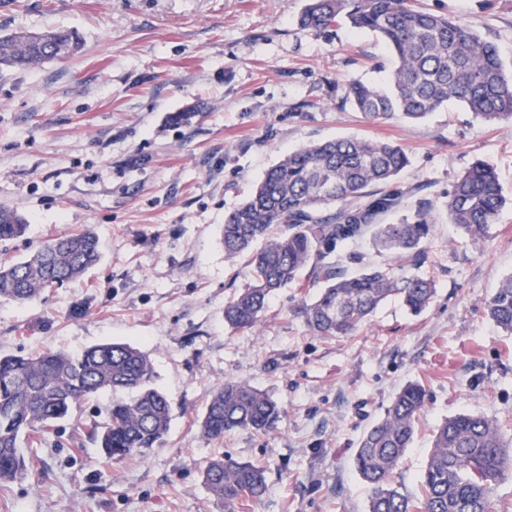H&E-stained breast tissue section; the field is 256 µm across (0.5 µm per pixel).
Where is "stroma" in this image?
<instances>
[{"mask_svg":"<svg viewBox=\"0 0 512 512\" xmlns=\"http://www.w3.org/2000/svg\"><path fill=\"white\" fill-rule=\"evenodd\" d=\"M305 3L0 0V34L67 27L83 38L72 58L0 72V205L29 224L0 242V263L88 226L102 253L78 281L25 305L0 302V353L126 342L148 354L173 409L161 447L115 461L88 438L112 395L86 399L42 440L23 441L27 472L0 487V512H229L202 479L218 455L266 470L265 496L236 512H366L355 449L409 382L426 391L396 475L410 498L422 493L444 418L480 414L512 439V335L485 311L512 274V121H483L458 101L416 123L363 118L350 88L388 85L392 54L369 32L300 30ZM418 4L474 24L512 71V0ZM193 104L190 124L173 122ZM338 137L387 139L408 154L399 210L379 221L432 202L416 271L434 280L433 301L414 316L392 299L352 336H317L299 313L321 286L307 269L303 287L272 297L259 331L229 329L224 304L248 276L224 256L225 214L285 154ZM477 160L495 168L509 200L479 251L448 222V192ZM335 263L349 274L407 267L368 234ZM225 380L272 396L276 429L203 436V407Z\"/></svg>","mask_w":512,"mask_h":512,"instance_id":"1","label":"stroma"}]
</instances>
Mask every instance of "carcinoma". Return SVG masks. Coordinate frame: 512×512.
I'll return each mask as SVG.
<instances>
[{
  "label": "carcinoma",
  "mask_w": 512,
  "mask_h": 512,
  "mask_svg": "<svg viewBox=\"0 0 512 512\" xmlns=\"http://www.w3.org/2000/svg\"><path fill=\"white\" fill-rule=\"evenodd\" d=\"M298 24L316 33L348 26L376 33L387 43L396 58L389 84H358L351 90V105L367 119L418 121L457 100L482 120H512V75H506L496 46L481 41L467 23L420 9L417 0H307ZM81 48L80 35L69 28L15 31L0 36V71L67 59ZM408 164L400 145L356 137L320 141L284 155L224 216V255L245 259L249 276L248 285L224 305V323L233 330H258L272 295L305 287L300 272L308 265L323 283L314 301L301 307L316 335H353L392 296L412 314L424 312L436 294L432 280L378 266L345 276L336 273L332 261L348 241L371 232L379 252L417 265L432 228L429 202L419 201L396 224L377 223L397 208L399 196L390 186ZM370 185L387 190L360 209L347 207L349 198L364 195ZM506 203L493 167L477 161L448 192V221L479 247ZM27 228L18 211L0 206V242L23 237ZM100 259L90 226L46 240L23 258L0 264V301L30 303ZM486 312L512 334V275L489 298ZM106 390L112 402L91 437L108 457L121 460L163 441L172 405L154 386L152 364L141 349L108 342L78 355L1 354L0 484L25 471L22 437L40 439L82 401ZM424 406V388L408 383L360 438L354 467L371 488L367 512H489L493 486L512 468V446L481 415L459 413L442 421L421 476L422 498L415 502L401 491L394 472L411 447ZM280 415L268 394L227 380L213 389L200 428L211 439L230 430L266 432ZM202 477L210 493L230 506L258 501L267 490L262 468L231 458L209 460Z\"/></svg>",
  "instance_id": "carcinoma-1"
}]
</instances>
